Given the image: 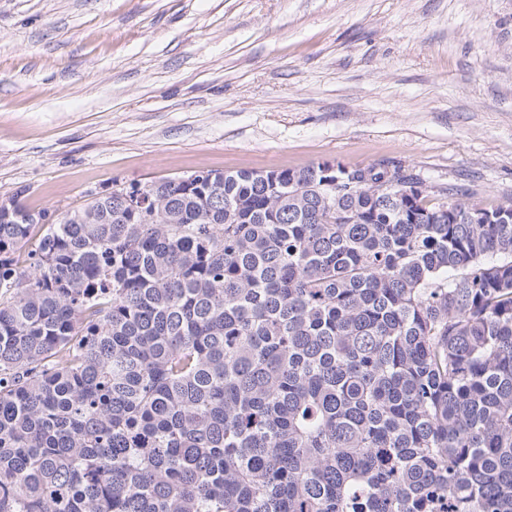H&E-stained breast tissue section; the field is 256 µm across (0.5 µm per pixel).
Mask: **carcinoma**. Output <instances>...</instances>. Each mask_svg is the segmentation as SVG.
<instances>
[{
    "instance_id": "obj_1",
    "label": "carcinoma",
    "mask_w": 512,
    "mask_h": 512,
    "mask_svg": "<svg viewBox=\"0 0 512 512\" xmlns=\"http://www.w3.org/2000/svg\"><path fill=\"white\" fill-rule=\"evenodd\" d=\"M395 174L17 191L0 512H512V221Z\"/></svg>"
}]
</instances>
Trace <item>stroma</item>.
Segmentation results:
<instances>
[{
  "mask_svg": "<svg viewBox=\"0 0 512 512\" xmlns=\"http://www.w3.org/2000/svg\"><path fill=\"white\" fill-rule=\"evenodd\" d=\"M328 160L512 203V0H0V201Z\"/></svg>",
  "mask_w": 512,
  "mask_h": 512,
  "instance_id": "35a3bbf8",
  "label": "stroma"
}]
</instances>
